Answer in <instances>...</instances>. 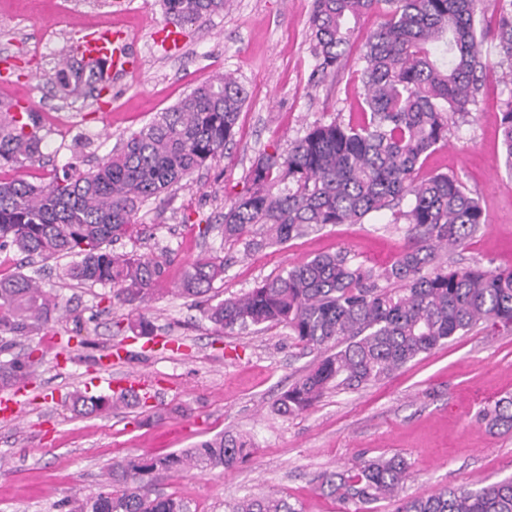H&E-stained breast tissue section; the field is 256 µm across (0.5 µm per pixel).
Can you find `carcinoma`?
<instances>
[{
  "instance_id": "cac0c4a2",
  "label": "carcinoma",
  "mask_w": 512,
  "mask_h": 512,
  "mask_svg": "<svg viewBox=\"0 0 512 512\" xmlns=\"http://www.w3.org/2000/svg\"><path fill=\"white\" fill-rule=\"evenodd\" d=\"M477 0H314L312 69L319 86L346 66L351 21L379 11L383 21L360 47L361 118L356 123L316 122L285 151L261 152L249 171L250 188L224 205V241L250 254L328 225L359 224L388 211L407 224L408 244L390 267L377 271L347 251L317 255L263 281L247 294L216 299L224 257L198 259L180 292L200 300L206 318L224 331L283 325L302 349L323 351L275 404L288 417L311 407L329 389H357L378 382L452 337L485 328H512V269L487 270L437 261L486 223L479 201L446 173L418 176L427 156L448 142L450 115L464 116L479 90L477 71L484 30L477 28ZM494 29L512 84V0ZM226 0H161L167 20L194 26L224 11ZM53 84L63 98L80 89L107 88L99 71L71 54L57 63ZM243 86L226 72L194 88L132 133L95 169L73 165L34 184L0 179V251L28 257H69L62 276L80 284L110 286L124 303L147 301L165 272L163 262L108 246L129 234L141 207L163 201L169 190L205 168L232 143ZM501 160L512 172V96L500 112ZM45 146L34 112L0 113V169L42 157ZM409 200V209L400 208ZM260 225L262 233L250 234ZM57 297L23 272L0 276L3 348L63 318ZM127 328L155 335L138 313ZM30 353L0 362V387L28 378ZM142 401L130 391L119 398L75 392L72 407L85 416L121 403ZM489 428L512 429V396L483 407ZM242 435L219 434L163 456L129 455L113 462L100 490L70 502V512H191L189 502L161 494L159 472L228 470L250 454ZM410 475L401 455L363 461L322 476L320 489L339 497L346 512L388 500L392 512H512V478L480 488L461 485L427 495H400ZM229 512H301L288 498L238 499Z\"/></svg>"
}]
</instances>
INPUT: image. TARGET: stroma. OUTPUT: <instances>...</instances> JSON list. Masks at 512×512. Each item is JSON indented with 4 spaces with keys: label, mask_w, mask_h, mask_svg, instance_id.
I'll use <instances>...</instances> for the list:
<instances>
[{
    "label": "stroma",
    "mask_w": 512,
    "mask_h": 512,
    "mask_svg": "<svg viewBox=\"0 0 512 512\" xmlns=\"http://www.w3.org/2000/svg\"><path fill=\"white\" fill-rule=\"evenodd\" d=\"M55 2L0 0V108L26 102L46 136L43 159L7 168L9 177L36 182L67 164L89 169L157 113L227 70L247 98L234 145L163 203L142 207L132 235L115 245L164 262L144 313L167 348L132 336L125 325L132 307L116 303L110 288L61 280L66 258L31 262L42 288L75 309L82 324L59 323L60 332L80 333L63 353L59 335L20 342L42 359L28 380L22 418L0 419V512H66L64 501L97 491L113 461L164 455L223 432L246 435L250 456L223 472L159 474L156 491L184 498L191 512H224L226 503L250 495L285 496L302 512H345L340 499L322 494L320 476L395 453L411 464L409 495L512 477V431H488L476 418L485 404L512 394V330L453 337L380 382L329 390L307 411L285 418L274 405L315 354H302L280 325L216 329L194 298L179 292L192 263L212 253L227 262L217 290L223 299L338 250L381 270L407 243L405 225L391 223L386 212L250 255L223 241L224 203L247 189L259 153L287 150L313 123L357 119L358 48L349 50L333 82L308 83L313 0H228L222 13L187 29L176 50L162 44L167 20L158 0H68L65 12ZM105 27L132 34L135 70L101 97L60 98L52 77L66 45ZM479 50L492 65L480 75L476 102L449 125L447 144L427 157L421 172L457 176L487 217L448 260L502 270L512 268V175L500 163L499 117L512 86L497 66L493 35ZM202 217L213 220L206 235L197 224ZM132 373L155 381L145 407L93 416L71 411L73 392L104 395L105 377Z\"/></svg>",
    "instance_id": "35a3bbf8"
}]
</instances>
